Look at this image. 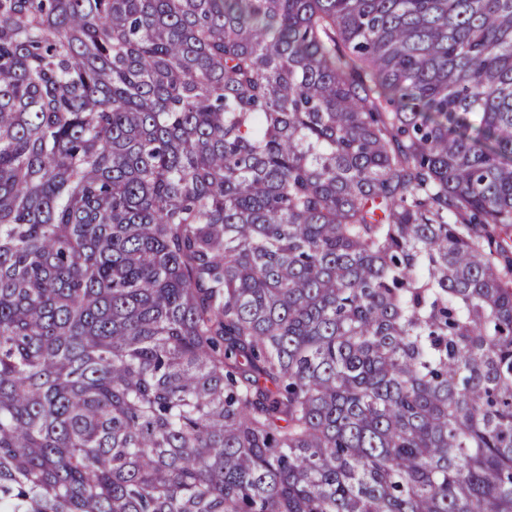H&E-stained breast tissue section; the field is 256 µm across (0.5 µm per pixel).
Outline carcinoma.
I'll list each match as a JSON object with an SVG mask.
<instances>
[{"instance_id": "cac0c4a2", "label": "carcinoma", "mask_w": 512, "mask_h": 512, "mask_svg": "<svg viewBox=\"0 0 512 512\" xmlns=\"http://www.w3.org/2000/svg\"><path fill=\"white\" fill-rule=\"evenodd\" d=\"M0 512H512V0H0Z\"/></svg>"}]
</instances>
